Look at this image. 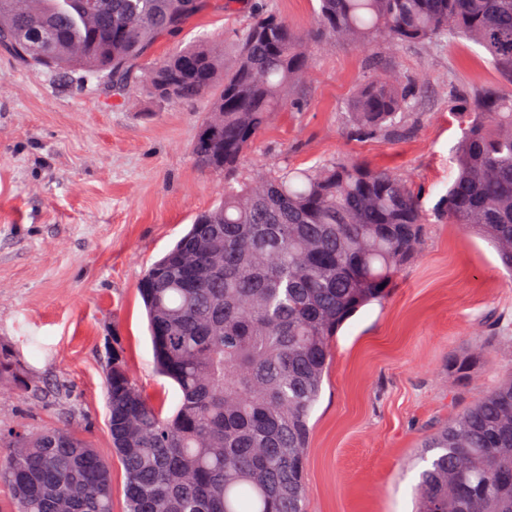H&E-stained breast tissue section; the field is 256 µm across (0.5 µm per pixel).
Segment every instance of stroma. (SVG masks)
Masks as SVG:
<instances>
[{"mask_svg":"<svg viewBox=\"0 0 512 512\" xmlns=\"http://www.w3.org/2000/svg\"><path fill=\"white\" fill-rule=\"evenodd\" d=\"M251 2L209 0L153 55L245 27ZM310 62L297 100L272 114L244 169L358 159L407 177L428 224L418 257L388 295L333 342L310 418L306 509L414 512L425 436L512 373V279L486 240L449 223L440 208L462 135L453 111L501 78L461 38L389 53L329 40L311 45ZM379 70L418 79L410 130L351 138L347 102ZM210 113L207 95L119 106L103 79L26 65L0 49V347L39 387L0 394V429L79 432L112 462V512H125V473L112 451L107 357L120 347L149 399L174 412L179 390L154 368L137 285L219 199L223 175L192 154ZM474 344L487 349L483 363L468 387L454 388L448 356Z\"/></svg>","mask_w":512,"mask_h":512,"instance_id":"obj_1","label":"stroma"}]
</instances>
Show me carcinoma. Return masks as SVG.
Returning a JSON list of instances; mask_svg holds the SVG:
<instances>
[{
    "mask_svg": "<svg viewBox=\"0 0 512 512\" xmlns=\"http://www.w3.org/2000/svg\"><path fill=\"white\" fill-rule=\"evenodd\" d=\"M18 17L0 0V47L62 73H102L112 95L160 101L213 96L194 146L224 174V198L200 214L139 283L157 371L181 399L167 416L129 376L119 351L105 387L113 450L125 471L127 512H305L310 417L333 339L363 306L388 295L419 253L427 224L402 177L359 161L325 160L239 175L248 149L308 78L309 45L324 37L391 52L463 38L512 85V0H318L305 32L252 5L229 41L230 66L207 37L143 61L201 13L206 0H41ZM416 93L395 72L364 81L347 103L357 140L398 138ZM443 196L448 223L469 228L512 274V90L473 94ZM485 348L448 357L467 382ZM12 355L0 381L14 384ZM0 480L13 512H112V466L77 433L0 431ZM416 512H512V375L423 443Z\"/></svg>",
    "mask_w": 512,
    "mask_h": 512,
    "instance_id": "obj_1",
    "label": "carcinoma"
}]
</instances>
